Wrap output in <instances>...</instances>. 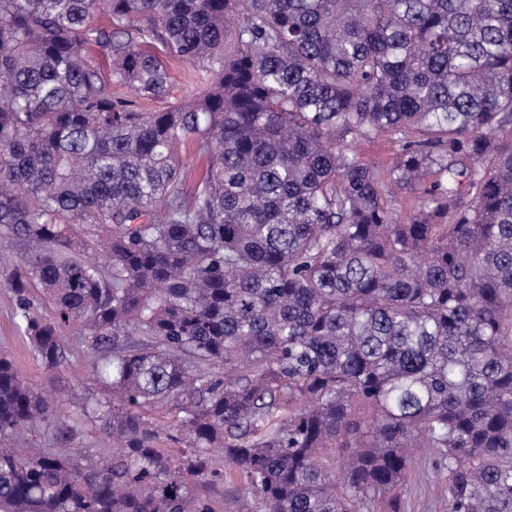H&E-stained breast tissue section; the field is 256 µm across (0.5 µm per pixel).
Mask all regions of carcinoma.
Returning a JSON list of instances; mask_svg holds the SVG:
<instances>
[{
  "label": "carcinoma",
  "instance_id": "carcinoma-1",
  "mask_svg": "<svg viewBox=\"0 0 512 512\" xmlns=\"http://www.w3.org/2000/svg\"><path fill=\"white\" fill-rule=\"evenodd\" d=\"M0 235L116 445L1 355L0 512H216L228 470L250 512H402L421 447L449 512H512V0H0ZM36 422L55 447H15ZM355 151L358 157L372 163L382 162L392 153L390 143L381 136L360 140Z\"/></svg>",
  "mask_w": 512,
  "mask_h": 512
}]
</instances>
